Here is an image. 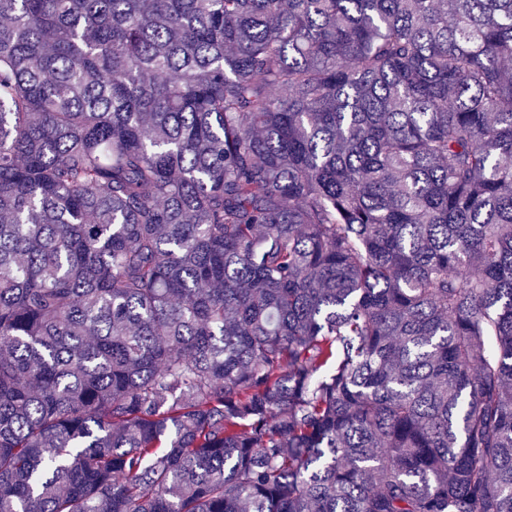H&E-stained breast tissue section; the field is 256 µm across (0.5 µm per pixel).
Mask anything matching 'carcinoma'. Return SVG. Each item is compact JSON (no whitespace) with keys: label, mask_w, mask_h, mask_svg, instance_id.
<instances>
[{"label":"carcinoma","mask_w":512,"mask_h":512,"mask_svg":"<svg viewBox=\"0 0 512 512\" xmlns=\"http://www.w3.org/2000/svg\"><path fill=\"white\" fill-rule=\"evenodd\" d=\"M0 512H512V0H0Z\"/></svg>","instance_id":"carcinoma-1"}]
</instances>
